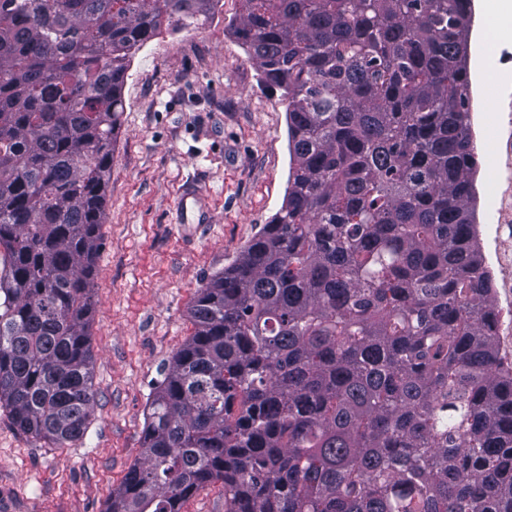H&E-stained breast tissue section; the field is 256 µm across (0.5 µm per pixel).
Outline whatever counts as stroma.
<instances>
[{
    "label": "stroma",
    "mask_w": 512,
    "mask_h": 512,
    "mask_svg": "<svg viewBox=\"0 0 512 512\" xmlns=\"http://www.w3.org/2000/svg\"><path fill=\"white\" fill-rule=\"evenodd\" d=\"M240 12V0H220L198 24L163 26L131 59L92 290L95 411L81 439L56 448L0 408V512H104L139 456L149 398L194 332L196 291L283 204L286 103L226 32ZM468 65L476 233L512 359V0H476ZM191 183L206 210L180 224L175 205Z\"/></svg>",
    "instance_id": "stroma-1"
}]
</instances>
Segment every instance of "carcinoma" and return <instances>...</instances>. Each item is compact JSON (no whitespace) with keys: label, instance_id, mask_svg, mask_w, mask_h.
Here are the masks:
<instances>
[{"label":"carcinoma","instance_id":"carcinoma-1","mask_svg":"<svg viewBox=\"0 0 512 512\" xmlns=\"http://www.w3.org/2000/svg\"><path fill=\"white\" fill-rule=\"evenodd\" d=\"M219 0H0V407L94 414L90 290L132 53ZM473 0H241L280 210L188 307L105 512H512V362L476 238ZM182 512H224V488L218 483L201 491L184 504Z\"/></svg>","mask_w":512,"mask_h":512}]
</instances>
